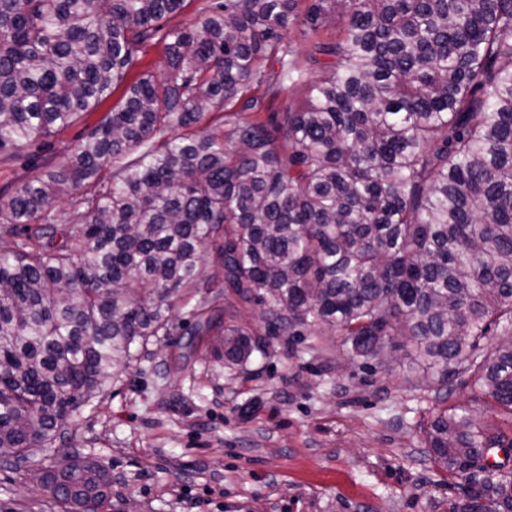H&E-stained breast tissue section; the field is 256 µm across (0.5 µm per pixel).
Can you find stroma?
<instances>
[{"label":"stroma","instance_id":"stroma-1","mask_svg":"<svg viewBox=\"0 0 512 512\" xmlns=\"http://www.w3.org/2000/svg\"><path fill=\"white\" fill-rule=\"evenodd\" d=\"M111 109L52 133L43 159L64 160ZM208 302L263 353L225 364L195 333ZM268 320L258 303L189 291L170 335L151 339L122 383L74 415L53 467L80 457L106 469L109 512H451L465 480L425 448L438 385L412 343L394 337V360L378 369L339 337L272 336ZM450 401L487 427L512 428L467 375ZM0 512L62 507L51 488L0 465Z\"/></svg>","mask_w":512,"mask_h":512}]
</instances>
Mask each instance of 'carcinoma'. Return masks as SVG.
I'll list each match as a JSON object with an SVG mask.
<instances>
[{"label": "carcinoma", "mask_w": 512, "mask_h": 512, "mask_svg": "<svg viewBox=\"0 0 512 512\" xmlns=\"http://www.w3.org/2000/svg\"><path fill=\"white\" fill-rule=\"evenodd\" d=\"M187 2L0 0L3 159L122 89L64 163L0 198L19 239L0 250V463L43 469L66 512H107L108 473L51 470L52 451L170 333L182 290L218 287L212 246L272 329L376 363L406 336L443 388L463 366L512 415V342L475 354L512 335V0H213L195 28L160 24ZM339 19L302 55L286 41ZM286 80L309 101L274 112ZM63 191L81 192L69 211ZM197 333L233 364L263 352L206 308ZM425 442L465 478L453 512H512V436L447 405Z\"/></svg>", "instance_id": "cac0c4a2"}]
</instances>
